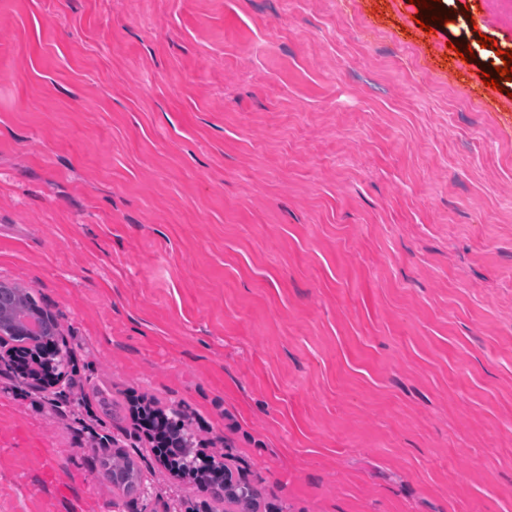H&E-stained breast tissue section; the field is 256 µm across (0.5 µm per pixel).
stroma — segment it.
<instances>
[{
	"instance_id": "35a3bbf8",
	"label": "stroma",
	"mask_w": 512,
	"mask_h": 512,
	"mask_svg": "<svg viewBox=\"0 0 512 512\" xmlns=\"http://www.w3.org/2000/svg\"><path fill=\"white\" fill-rule=\"evenodd\" d=\"M437 10L0 0V282L71 357L0 363V512H222L140 398L259 512H512V18ZM149 406V402L145 403V400H141L139 403L132 405L131 414L132 418L138 421L143 428H145L146 437L153 448H157L161 457L165 456V446L167 445V438L163 427L156 425L157 420L160 421V417L154 413ZM167 429L171 439L168 448L170 463L180 470L185 467L182 464L183 461L194 454V447H192L195 444L194 436L186 425L184 417L180 420L179 426L167 423ZM99 474L103 480L112 484L123 495L136 491L140 486V475L131 462L125 456L119 454H106L100 458Z\"/></svg>"
}]
</instances>
